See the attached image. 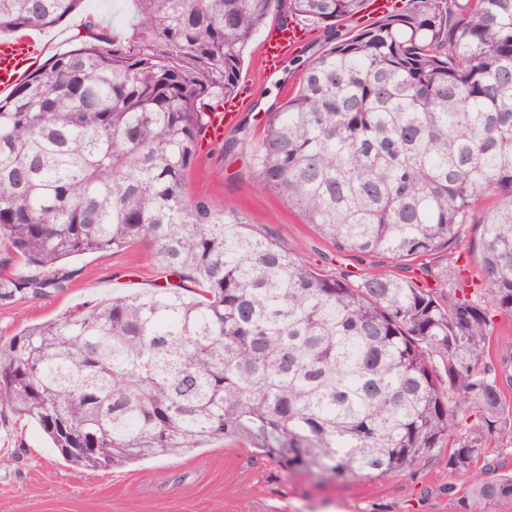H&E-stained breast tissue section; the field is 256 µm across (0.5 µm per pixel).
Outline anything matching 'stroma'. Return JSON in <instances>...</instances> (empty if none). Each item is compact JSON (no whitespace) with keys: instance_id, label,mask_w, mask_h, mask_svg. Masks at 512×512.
Segmentation results:
<instances>
[{"instance_id":"35a3bbf8","label":"stroma","mask_w":512,"mask_h":512,"mask_svg":"<svg viewBox=\"0 0 512 512\" xmlns=\"http://www.w3.org/2000/svg\"><path fill=\"white\" fill-rule=\"evenodd\" d=\"M130 16V0H84L62 22L35 30L38 60L46 62L79 46L90 26L107 33L122 30ZM304 33L300 45L273 71L261 60L262 36L251 41L236 112L224 130L225 139L239 135L243 141L228 153L222 142L200 139L196 162L185 178V193L208 199L218 210L244 215L325 273L356 274L369 268L398 272V262L388 258L337 253L286 201L258 184L251 156L265 115L297 86L307 61L326 47L322 30L308 26ZM477 242V225H464L448 249L431 261L453 262L470 280L480 281ZM64 269L69 277L64 289L0 306V343L82 304L148 290L161 275L147 242L114 253L90 252ZM485 363L512 376V318H496ZM469 484L467 476L449 470L444 447L408 472L378 480L322 481L281 466L242 438L183 456L92 470L65 461L36 423L0 410V512H459L448 488L456 486L462 493Z\"/></svg>"}]
</instances>
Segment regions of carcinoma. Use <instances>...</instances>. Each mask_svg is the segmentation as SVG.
I'll list each match as a JSON object with an SVG mask.
<instances>
[{
	"instance_id": "carcinoma-1",
	"label": "carcinoma",
	"mask_w": 512,
	"mask_h": 512,
	"mask_svg": "<svg viewBox=\"0 0 512 512\" xmlns=\"http://www.w3.org/2000/svg\"><path fill=\"white\" fill-rule=\"evenodd\" d=\"M83 0H0V32L54 26ZM0 97V305L64 287L63 263L143 240L179 283L114 296L0 345V406L62 458L106 469L246 438L286 468L379 479L445 437L470 476L460 512L512 501L474 471L512 410L484 357L512 317V0H409L359 33L364 0H132ZM307 22L330 46L267 113L260 185L346 254L435 255L480 225L483 287L315 268L250 223L189 198L209 102L238 94L252 37ZM496 199L489 211L477 209ZM194 285L186 294L183 283ZM476 422L468 424L469 416ZM369 1L365 2L363 10L344 21L337 29L339 33L342 35H352L356 34L358 31L366 28L377 20L381 19L383 16H379L376 14H370L368 9Z\"/></svg>"
}]
</instances>
